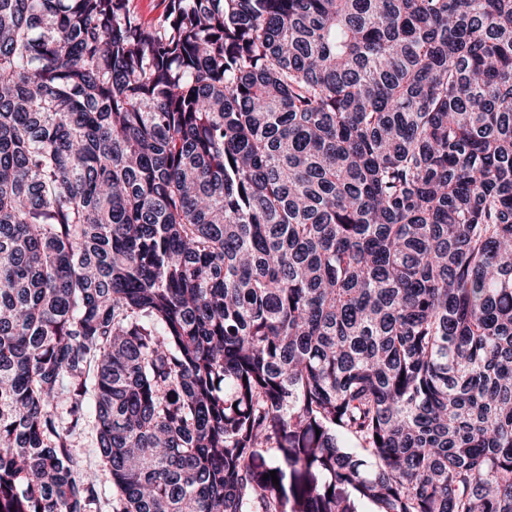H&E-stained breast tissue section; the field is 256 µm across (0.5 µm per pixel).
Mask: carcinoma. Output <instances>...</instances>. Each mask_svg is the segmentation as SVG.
I'll use <instances>...</instances> for the list:
<instances>
[{"label":"carcinoma","mask_w":512,"mask_h":512,"mask_svg":"<svg viewBox=\"0 0 512 512\" xmlns=\"http://www.w3.org/2000/svg\"><path fill=\"white\" fill-rule=\"evenodd\" d=\"M84 425L113 512H512V0H0V512Z\"/></svg>","instance_id":"obj_1"}]
</instances>
